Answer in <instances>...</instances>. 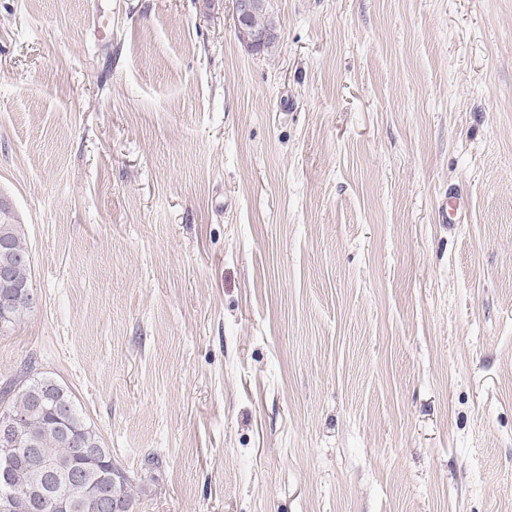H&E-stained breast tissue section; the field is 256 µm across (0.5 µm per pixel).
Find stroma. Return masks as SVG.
<instances>
[{"label":"stroma","instance_id":"stroma-1","mask_svg":"<svg viewBox=\"0 0 512 512\" xmlns=\"http://www.w3.org/2000/svg\"><path fill=\"white\" fill-rule=\"evenodd\" d=\"M267 16L0 0V388L68 386L129 512H512V0ZM251 0H235V29L244 43L252 51H260L264 47V39L260 32L251 25ZM6 241L8 247L0 248V266H8L13 275L14 282L19 289L29 288L31 302L34 305L36 298L30 288L29 271H30V255L25 241L21 224H19L15 216L12 223L0 222V242Z\"/></svg>","mask_w":512,"mask_h":512}]
</instances>
